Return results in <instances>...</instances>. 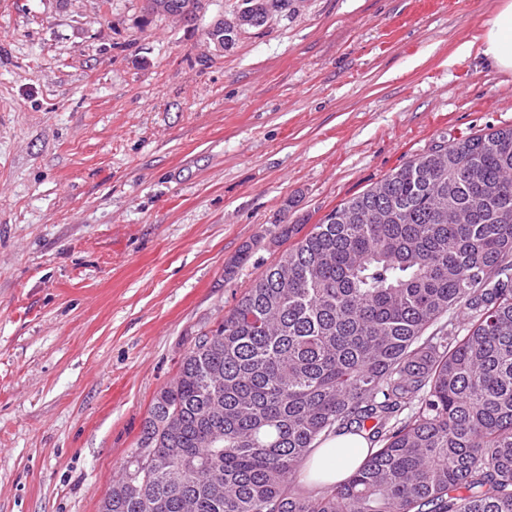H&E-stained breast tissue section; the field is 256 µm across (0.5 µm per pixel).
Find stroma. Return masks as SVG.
Instances as JSON below:
<instances>
[{
    "label": "stroma",
    "mask_w": 512,
    "mask_h": 512,
    "mask_svg": "<svg viewBox=\"0 0 512 512\" xmlns=\"http://www.w3.org/2000/svg\"><path fill=\"white\" fill-rule=\"evenodd\" d=\"M497 6L293 0L217 55L143 0H0V512H98L278 222L512 126V73L463 50Z\"/></svg>",
    "instance_id": "stroma-1"
}]
</instances>
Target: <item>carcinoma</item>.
I'll return each instance as SVG.
<instances>
[{"label":"carcinoma","instance_id":"cac0c4a2","mask_svg":"<svg viewBox=\"0 0 512 512\" xmlns=\"http://www.w3.org/2000/svg\"><path fill=\"white\" fill-rule=\"evenodd\" d=\"M288 4L242 0L208 47ZM198 5L144 12L192 21ZM458 307L464 326L428 332ZM353 424L378 444L363 465L291 492L318 441ZM99 512H512V127L440 139L267 266L155 396Z\"/></svg>","mask_w":512,"mask_h":512}]
</instances>
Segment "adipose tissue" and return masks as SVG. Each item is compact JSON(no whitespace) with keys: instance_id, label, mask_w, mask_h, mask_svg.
Here are the masks:
<instances>
[{"instance_id":"adipose-tissue-1","label":"adipose tissue","mask_w":512,"mask_h":512,"mask_svg":"<svg viewBox=\"0 0 512 512\" xmlns=\"http://www.w3.org/2000/svg\"><path fill=\"white\" fill-rule=\"evenodd\" d=\"M476 55L500 70L512 72V0H500ZM368 454L369 443L363 434L345 430L329 435L305 462L306 478L323 490L336 486L359 468Z\"/></svg>"}]
</instances>
